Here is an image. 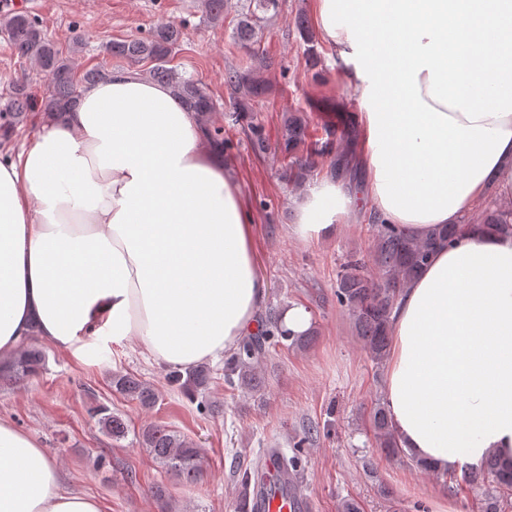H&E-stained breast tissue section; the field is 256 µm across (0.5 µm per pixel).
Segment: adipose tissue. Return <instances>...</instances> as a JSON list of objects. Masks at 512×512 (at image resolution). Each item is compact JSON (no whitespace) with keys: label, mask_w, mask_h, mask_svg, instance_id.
Masks as SVG:
<instances>
[{"label":"adipose tissue","mask_w":512,"mask_h":512,"mask_svg":"<svg viewBox=\"0 0 512 512\" xmlns=\"http://www.w3.org/2000/svg\"><path fill=\"white\" fill-rule=\"evenodd\" d=\"M358 103L359 188L322 178L293 232L368 205L438 250L393 311L385 405L401 448L442 473L512 461V235L463 223L512 194V0H313ZM266 283L237 178L170 89L134 72L0 155V360L31 331L84 352L137 340L171 367L218 360L257 328ZM0 512H101L0 419Z\"/></svg>","instance_id":"1"}]
</instances>
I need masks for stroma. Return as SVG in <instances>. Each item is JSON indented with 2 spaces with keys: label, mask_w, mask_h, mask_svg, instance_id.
<instances>
[{
  "label": "stroma",
  "mask_w": 512,
  "mask_h": 512,
  "mask_svg": "<svg viewBox=\"0 0 512 512\" xmlns=\"http://www.w3.org/2000/svg\"><path fill=\"white\" fill-rule=\"evenodd\" d=\"M78 69L102 65L126 70L125 61L105 52L108 42L145 37L161 22L180 27L183 37L171 64L198 79L211 95L214 125L224 129V164L238 178L256 217V250L267 283L264 312L290 305L306 309L314 330L303 348H270L261 366L263 387L250 391L224 381V365L209 364V383L190 400L167 380V367L136 341L120 344L106 336L86 340L80 358L43 340V368L17 381H0V418L40 441L61 468L64 489L95 498L102 512H235L244 490L242 474L267 449L298 453L301 490L310 512H338L342 499H356L362 512H480L478 486L458 495L443 492L442 480L420 472L410 459L385 455L370 423L371 409L385 393V370L376 367L345 309L336 301V275L343 254L369 253L372 218L367 210L337 225L333 234L304 241L293 235L300 195L288 180L286 158L255 154L249 131L226 124L230 111L224 68L246 56L234 41L244 0H226L224 15L211 20L201 0H18ZM311 0H279L266 13L261 46L272 65L263 77L268 94L257 116L269 141H277L283 115L307 112L313 123L336 132L344 145L347 118L358 105L341 76V66L323 44L309 45L295 26ZM44 95L48 81L0 34V105L17 81ZM130 374L157 393L142 408L117 392L113 374ZM104 405L129 423L124 439L101 429L94 415ZM165 425L200 443L203 474L188 483L170 474L142 447L138 434ZM317 436L305 439L308 427ZM167 489V502L152 494Z\"/></svg>",
  "instance_id": "1"
}]
</instances>
